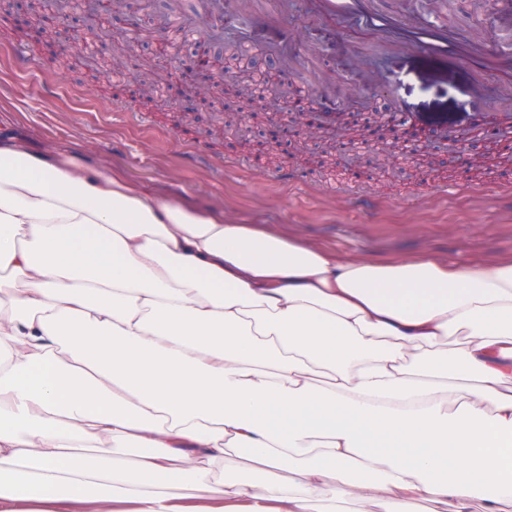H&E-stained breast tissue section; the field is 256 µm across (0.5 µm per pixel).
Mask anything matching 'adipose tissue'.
<instances>
[{"instance_id":"1","label":"adipose tissue","mask_w":512,"mask_h":512,"mask_svg":"<svg viewBox=\"0 0 512 512\" xmlns=\"http://www.w3.org/2000/svg\"><path fill=\"white\" fill-rule=\"evenodd\" d=\"M190 494L512 512V257L343 258L0 140V512Z\"/></svg>"}]
</instances>
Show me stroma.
<instances>
[{"instance_id": "1", "label": "stroma", "mask_w": 512, "mask_h": 512, "mask_svg": "<svg viewBox=\"0 0 512 512\" xmlns=\"http://www.w3.org/2000/svg\"><path fill=\"white\" fill-rule=\"evenodd\" d=\"M408 19L442 17L460 36L479 32L490 44L512 38V13L497 0H383ZM123 16L138 12L154 18L152 36L136 44L141 58L162 61L158 51L165 23L205 31L191 0H124ZM226 28L228 42L239 41L263 61L301 53L320 43L328 60L329 84L322 94L345 124L326 129L322 138L304 144L284 141L257 156L251 141L260 136L255 124L236 119L224 125L220 113L185 112L167 97L166 88L144 102L134 92L123 62L125 47L103 43L97 62L76 55L59 41L41 48L17 39L10 21L0 22V138H21L35 152L65 149L80 165L106 161L126 179L156 189L195 207L221 208L239 224H264L322 244L342 256L370 259L433 255L469 262L512 254V123L495 139H481L486 158L480 166L447 162L442 142H430L419 155L390 158L368 143L360 119L367 112H387L390 100L413 114L444 112L450 123L466 127L471 106L453 82L420 71L412 55L391 54L370 46V34L358 28L340 30L313 18L305 0H288L280 30L249 27L237 16ZM35 63L24 73L15 70L17 53ZM366 89L365 97L346 100L347 87ZM126 103L144 115L129 121L113 115ZM357 138L364 148L338 154L335 140ZM296 175L279 184L276 174ZM435 192L423 194L422 184ZM373 192L371 211L355 208L349 187Z\"/></svg>"}]
</instances>
